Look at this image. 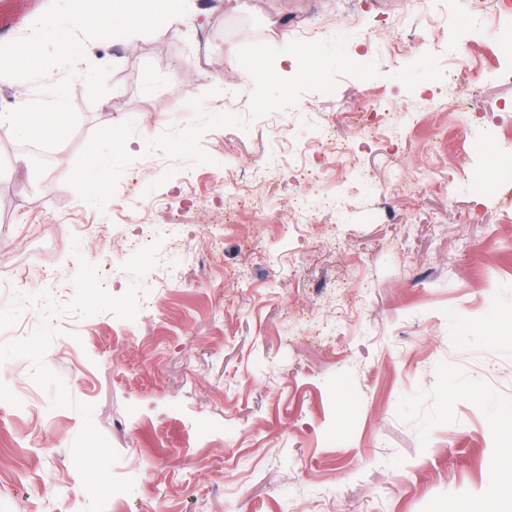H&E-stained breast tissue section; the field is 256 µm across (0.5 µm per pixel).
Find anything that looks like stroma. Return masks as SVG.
<instances>
[{
    "mask_svg": "<svg viewBox=\"0 0 512 512\" xmlns=\"http://www.w3.org/2000/svg\"><path fill=\"white\" fill-rule=\"evenodd\" d=\"M354 11L357 25L282 59L297 23ZM441 13V46L416 39ZM394 26L408 54L393 67L370 36ZM512 23L472 0H212L179 32L164 25L88 42L111 65L110 91L79 115L52 169L0 126V275L46 265L40 281L71 300L84 258L115 246L99 275L123 294L133 277L125 239L163 237L175 269L142 283L148 316L60 315L46 365L93 405L118 452L112 472L134 482L105 512H451L486 497L506 453L497 417L512 408ZM473 56L478 88L454 106L449 77ZM254 62L242 106L224 114L228 58ZM392 110L372 111L374 97ZM292 139L320 129L347 149L309 199L300 166L265 115ZM450 128L446 151L425 140ZM475 149L449 179L448 162ZM110 160L111 194L88 198L87 151ZM68 176H58V169ZM241 183L254 198L225 195ZM25 358L0 363V512H84L89 498L71 446L81 415L52 404Z\"/></svg>",
    "mask_w": 512,
    "mask_h": 512,
    "instance_id": "1",
    "label": "stroma"
}]
</instances>
